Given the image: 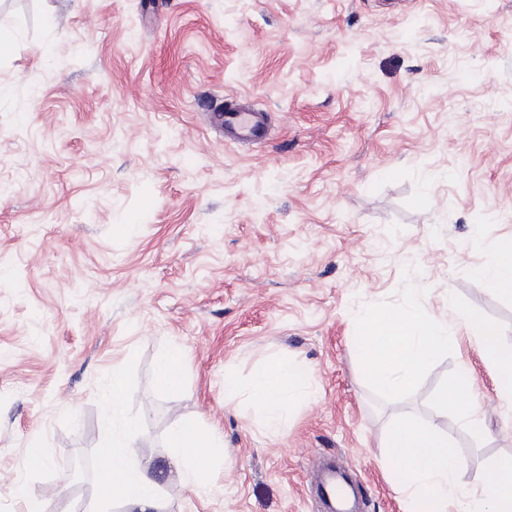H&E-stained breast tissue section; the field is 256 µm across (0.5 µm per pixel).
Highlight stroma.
Returning a JSON list of instances; mask_svg holds the SVG:
<instances>
[{"label": "stroma", "instance_id": "stroma-1", "mask_svg": "<svg viewBox=\"0 0 512 512\" xmlns=\"http://www.w3.org/2000/svg\"><path fill=\"white\" fill-rule=\"evenodd\" d=\"M0 33V512H23L19 484L98 512L118 364L165 512H320L316 456L349 467L365 512H409L387 448L404 417L448 435L464 491L512 455L472 337L386 399L355 325L408 267L430 314L460 322V295L512 344V298L472 274L512 237V0H0ZM243 98L264 143L209 124ZM276 358L312 371L277 433L250 397ZM463 368L478 436L440 402ZM181 419L224 448L209 492L169 444ZM183 354L178 347L170 349L163 355L156 367V381L167 390H176L182 381Z\"/></svg>", "mask_w": 512, "mask_h": 512}]
</instances>
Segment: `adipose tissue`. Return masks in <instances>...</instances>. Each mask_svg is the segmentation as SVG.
Returning a JSON list of instances; mask_svg holds the SVG:
<instances>
[{"label": "adipose tissue", "instance_id": "1", "mask_svg": "<svg viewBox=\"0 0 512 512\" xmlns=\"http://www.w3.org/2000/svg\"><path fill=\"white\" fill-rule=\"evenodd\" d=\"M475 275L492 292L512 297V239L500 241ZM310 376L309 368L285 359L272 360L256 372L252 396L269 426L280 427L293 392L301 390ZM126 393L124 369L115 366L106 400L113 415L122 419V433L99 449V463L112 479L113 495L136 506L139 512H164L158 486L131 446L139 423L124 414ZM441 400L473 432H480L483 409L473 398V378L468 370L457 373L443 390ZM199 438L196 425L190 421L181 422L171 432L173 447L179 448L186 460L184 480L204 492L211 465L223 458L224 450L214 443L207 455L193 454L191 447ZM388 446L394 486L410 503L411 512H512V456L497 459L480 488L466 494L458 486L460 459L447 435L434 425L403 420L391 428Z\"/></svg>", "mask_w": 512, "mask_h": 512}]
</instances>
